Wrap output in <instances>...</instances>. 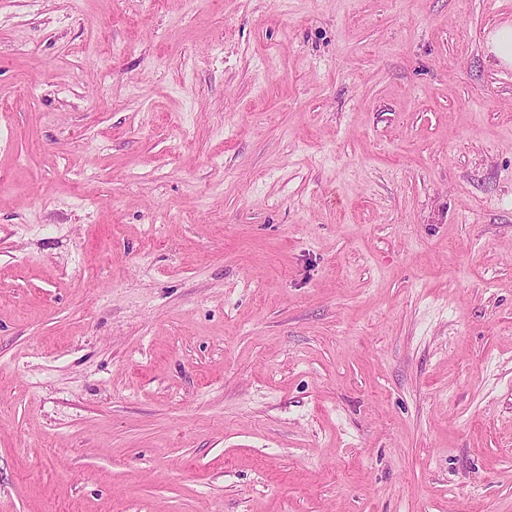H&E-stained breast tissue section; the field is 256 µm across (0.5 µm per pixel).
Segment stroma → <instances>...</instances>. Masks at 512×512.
Returning <instances> with one entry per match:
<instances>
[{"label": "stroma", "instance_id": "35a3bbf8", "mask_svg": "<svg viewBox=\"0 0 512 512\" xmlns=\"http://www.w3.org/2000/svg\"><path fill=\"white\" fill-rule=\"evenodd\" d=\"M512 0H0V512H512ZM488 52L506 68L512 67V22L505 21L496 26L487 36Z\"/></svg>", "mask_w": 512, "mask_h": 512}]
</instances>
